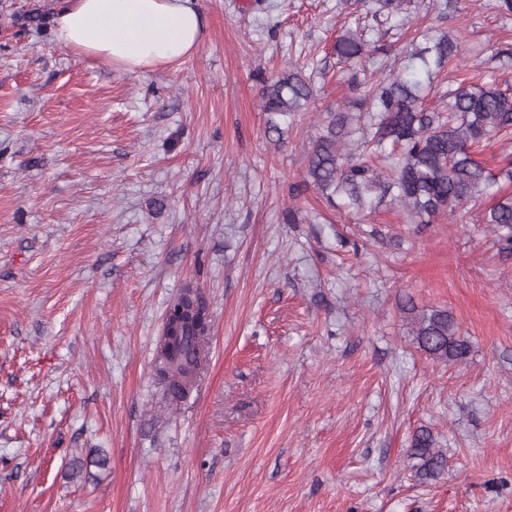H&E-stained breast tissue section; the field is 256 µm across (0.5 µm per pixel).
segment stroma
Here are the masks:
<instances>
[{
	"mask_svg": "<svg viewBox=\"0 0 512 512\" xmlns=\"http://www.w3.org/2000/svg\"><path fill=\"white\" fill-rule=\"evenodd\" d=\"M59 2L0 0V512H512V252L474 210L406 224L302 186L372 0H197L198 50L136 72L61 47ZM409 19L467 39L432 95L512 85L496 0ZM367 38L366 68H402L408 33ZM303 65L273 144L263 81ZM189 287L208 361L174 403L157 347ZM407 299L448 311L463 361L419 348ZM421 429L447 459L428 481ZM369 42L365 40L363 33L355 31H347L336 39L334 51L338 60L350 64L361 61L369 51Z\"/></svg>",
	"mask_w": 512,
	"mask_h": 512,
	"instance_id": "1",
	"label": "stroma"
}]
</instances>
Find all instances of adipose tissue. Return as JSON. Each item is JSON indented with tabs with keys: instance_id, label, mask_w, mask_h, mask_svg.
<instances>
[{
	"instance_id": "obj_1",
	"label": "adipose tissue",
	"mask_w": 512,
	"mask_h": 512,
	"mask_svg": "<svg viewBox=\"0 0 512 512\" xmlns=\"http://www.w3.org/2000/svg\"><path fill=\"white\" fill-rule=\"evenodd\" d=\"M55 33L64 48L135 72L195 53L202 18L194 0H64Z\"/></svg>"
}]
</instances>
